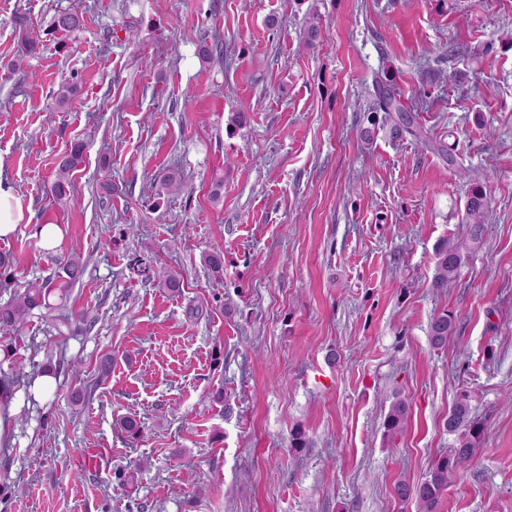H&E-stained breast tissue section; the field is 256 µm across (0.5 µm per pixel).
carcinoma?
Segmentation results:
<instances>
[{"instance_id":"cac0c4a2","label":"carcinoma","mask_w":512,"mask_h":512,"mask_svg":"<svg viewBox=\"0 0 512 512\" xmlns=\"http://www.w3.org/2000/svg\"><path fill=\"white\" fill-rule=\"evenodd\" d=\"M52 26L54 31L70 33L82 26V17L75 12L61 11L54 15ZM40 45L39 38L26 33L21 36L17 57L12 63L19 70L28 56L34 54ZM384 113L382 128L388 131L391 139L397 141L411 137L425 149L442 156L448 168H457L456 155L448 151V147L433 142L424 137L417 123L415 109L404 104L401 95L394 86V78L386 71L377 75L373 82V103L369 126L360 132V138L365 143L374 140L378 119L375 114ZM85 145L75 142L61 156L56 171V179L50 187V192L59 201L70 197L69 185L73 173L82 162ZM490 207V195L486 182L480 179L469 180V190L465 203L463 224L465 232L460 239H440L434 248L436 275L434 287L446 288L454 281L470 258L472 249L478 245L486 231V217ZM203 263L211 274L219 278L224 273V253L213 250L203 255ZM62 270L66 280L59 287L67 289L70 284L78 281L84 272V263L80 256L71 254L63 259ZM145 281L155 282L168 292L178 295L183 290L182 276L175 271L159 272L150 265L141 266ZM51 282L29 281L19 286V291L13 299L0 305V331L18 332L24 326L27 317L37 308H48V297L51 293ZM58 335L69 336L81 331L88 325L87 317L82 314H59L55 319ZM455 327V315L446 310L436 314L429 325L431 342L435 346H443L452 335ZM409 414V402L403 397H396L390 406L383 426L387 435L397 433L404 425ZM448 432L456 436V445L448 453L437 457L426 478L415 486L400 482L396 492L401 501L414 497L419 505V512H434L439 499L448 488L449 476L455 470L469 464L479 452V442L484 433L483 423L472 415L470 394L461 392L457 395L452 409L448 412L446 421Z\"/></svg>"}]
</instances>
